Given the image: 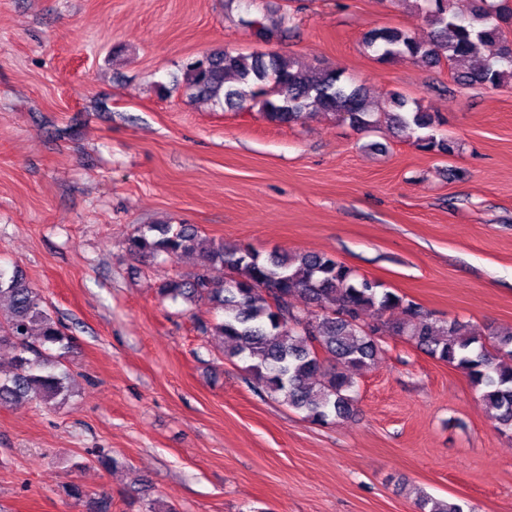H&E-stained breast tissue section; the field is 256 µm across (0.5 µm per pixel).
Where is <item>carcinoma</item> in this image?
I'll list each match as a JSON object with an SVG mask.
<instances>
[{"label": "carcinoma", "mask_w": 512, "mask_h": 512, "mask_svg": "<svg viewBox=\"0 0 512 512\" xmlns=\"http://www.w3.org/2000/svg\"><path fill=\"white\" fill-rule=\"evenodd\" d=\"M419 10L430 26L427 37L400 27L374 28L364 35L365 49L384 63H444L460 86H512V0H422ZM479 44L496 47L483 64L473 63ZM184 75L187 89L196 95L229 107L251 101L269 123L291 124L305 113H322L359 130L382 124L408 130L423 151L450 156L458 148L455 140L436 135L438 114L400 94L391 95L384 109L371 110L366 89L346 84L340 68L301 69L277 54L226 50L186 63ZM126 249L135 258L197 254L200 271L166 282L160 295L207 300L222 310L224 319L200 324V332L218 339L225 356L247 362L246 371L268 393L313 423L350 416L355 403L350 371L375 360L377 336L385 330L465 374L496 428L512 431V327L459 320L440 325L413 299L326 254L263 257L245 247L214 243L184 225L141 226L127 239ZM215 266L230 277L212 278L209 269ZM0 297L8 299L11 310L0 322V345L15 351L13 371L0 376V403L26 399L51 408L66 400L74 383L63 364L74 344L68 328L16 271L8 277L0 270ZM299 297L307 306L295 304ZM394 309L403 317L376 325L367 321L371 310ZM67 495L86 503L87 512H111L108 496L90 498L78 484L69 485ZM464 506L430 496L419 503L420 512H465Z\"/></svg>", "instance_id": "cac0c4a2"}]
</instances>
